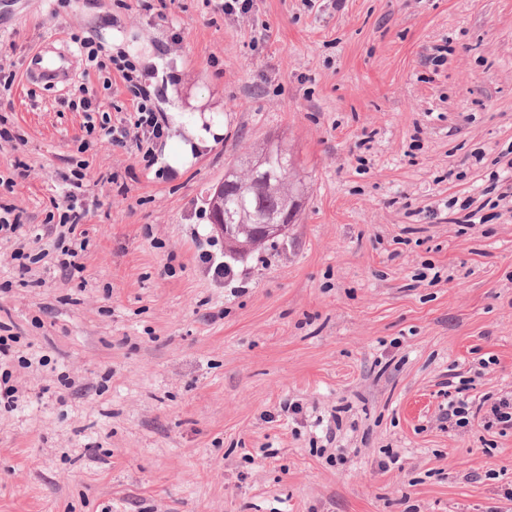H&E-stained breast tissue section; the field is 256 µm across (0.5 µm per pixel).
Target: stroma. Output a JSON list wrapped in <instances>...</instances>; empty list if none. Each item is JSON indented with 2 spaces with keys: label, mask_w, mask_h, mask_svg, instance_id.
Returning <instances> with one entry per match:
<instances>
[{
  "label": "stroma",
  "mask_w": 512,
  "mask_h": 512,
  "mask_svg": "<svg viewBox=\"0 0 512 512\" xmlns=\"http://www.w3.org/2000/svg\"><path fill=\"white\" fill-rule=\"evenodd\" d=\"M0 0L14 62L0 204L47 227L83 158L82 277L50 237H0V512H489L512 507V430L451 427L512 391V0ZM74 31L137 65L168 127L143 161L91 141L67 88L29 82ZM76 56L72 85L130 109ZM222 134L182 168L196 112ZM278 139L303 205L215 277L206 198ZM480 221L463 222L466 210ZM40 254L25 276L17 249Z\"/></svg>",
  "instance_id": "stroma-1"
}]
</instances>
